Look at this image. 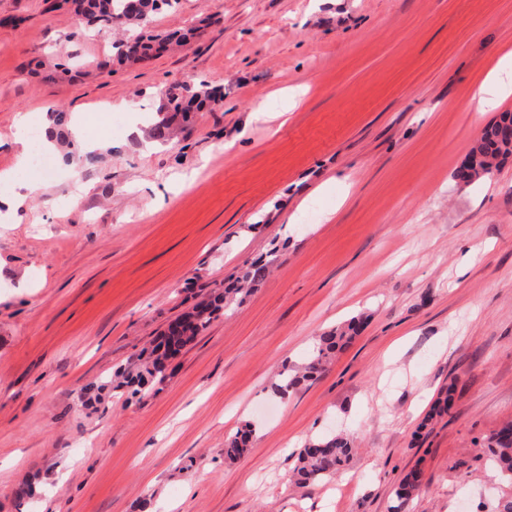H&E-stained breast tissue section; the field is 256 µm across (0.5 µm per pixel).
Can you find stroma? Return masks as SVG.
I'll use <instances>...</instances> for the list:
<instances>
[{"mask_svg": "<svg viewBox=\"0 0 512 512\" xmlns=\"http://www.w3.org/2000/svg\"><path fill=\"white\" fill-rule=\"evenodd\" d=\"M150 18L144 34L194 36L121 64L115 35L64 0H0V138L44 103L84 114L89 138L112 128L78 204L63 170L0 224V512H388L413 470L404 512H495L484 443L512 421V160L470 185L452 174L512 112V97L463 107L512 48V0H179ZM189 88L222 99L153 142ZM261 103L275 120L254 121ZM260 257L266 277L162 384L117 387ZM361 313L317 380L273 397L282 363ZM447 388V415L424 424ZM246 421L247 453L225 461ZM340 430L348 468L290 481L301 446ZM421 483V475L414 470L409 472L394 490L395 504L391 506L392 512H402L407 501L418 489Z\"/></svg>", "mask_w": 512, "mask_h": 512, "instance_id": "1", "label": "stroma"}]
</instances>
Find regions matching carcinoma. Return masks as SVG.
I'll return each instance as SVG.
<instances>
[{"label": "carcinoma", "instance_id": "carcinoma-1", "mask_svg": "<svg viewBox=\"0 0 512 512\" xmlns=\"http://www.w3.org/2000/svg\"><path fill=\"white\" fill-rule=\"evenodd\" d=\"M125 0H73L76 11L81 13L92 30H110L138 24L148 15L164 6H172L177 0H138L139 7L124 11ZM183 35L158 34L144 43L136 37L117 46L121 58L133 61H145L160 49L178 45L185 41ZM188 99L172 100L173 110L181 113L183 120L190 114L218 103L217 96L209 90H187ZM512 128V112H503L499 119L485 126L475 141L465 161L453 173V179L462 184H472L493 168L512 157V140L509 129ZM267 272L264 263L257 261L246 268L224 293L193 305L190 311L171 323L161 333L151 355L143 363H131L119 370L122 385L135 397L149 391L151 385L165 377L166 363L190 344L224 310V307L237 301L238 295L261 280ZM367 315L360 313L347 322L323 332L317 336L306 361L300 366L283 364L272 384V393L280 399H286L299 387L316 379L326 364L339 351L343 350L358 335L365 324ZM255 429L249 422L228 437L224 443V458L235 460L247 450ZM486 448L489 460L499 480L512 486V422H508L487 437ZM353 446L350 437L338 433L322 437L307 443L296 454V463L292 477L303 486L317 483L343 470L352 456ZM421 483V475L414 470L409 472L394 490L395 504L391 512H403L405 504Z\"/></svg>", "mask_w": 512, "mask_h": 512}]
</instances>
